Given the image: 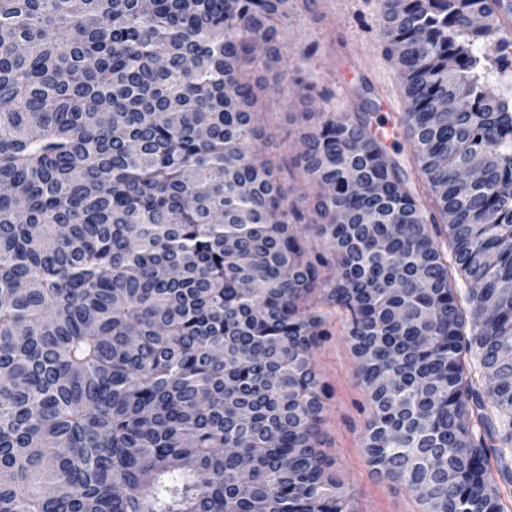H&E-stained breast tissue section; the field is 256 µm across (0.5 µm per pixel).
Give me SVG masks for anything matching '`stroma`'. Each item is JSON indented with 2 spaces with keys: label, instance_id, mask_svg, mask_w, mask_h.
Masks as SVG:
<instances>
[{
  "label": "stroma",
  "instance_id": "stroma-1",
  "mask_svg": "<svg viewBox=\"0 0 512 512\" xmlns=\"http://www.w3.org/2000/svg\"><path fill=\"white\" fill-rule=\"evenodd\" d=\"M383 28L380 0H294L283 24L286 77L281 86L261 91L259 109L275 142L265 156L289 188L291 202L301 203L316 192L295 162L298 134L285 120L286 113L318 109L317 101L307 102L305 84H314L317 96L330 97L343 114L369 102L372 134H383L390 156L409 162L412 145L397 113L404 105L401 71L385 52ZM334 283L333 270H324L312 298L324 330L311 350L312 366L327 393L321 448L356 512H422L416 494L379 477L368 461V396L347 336V316L329 298Z\"/></svg>",
  "mask_w": 512,
  "mask_h": 512
}]
</instances>
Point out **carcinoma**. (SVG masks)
I'll return each mask as SVG.
<instances>
[{"label": "carcinoma", "mask_w": 512, "mask_h": 512, "mask_svg": "<svg viewBox=\"0 0 512 512\" xmlns=\"http://www.w3.org/2000/svg\"><path fill=\"white\" fill-rule=\"evenodd\" d=\"M291 7L0 0V512H352L309 359L330 265L374 472L423 512H504L512 98L485 84L512 62L495 15L383 5L415 167L368 112H298L307 210L246 160L270 136L267 78L244 70L260 46L284 80Z\"/></svg>", "instance_id": "obj_1"}]
</instances>
